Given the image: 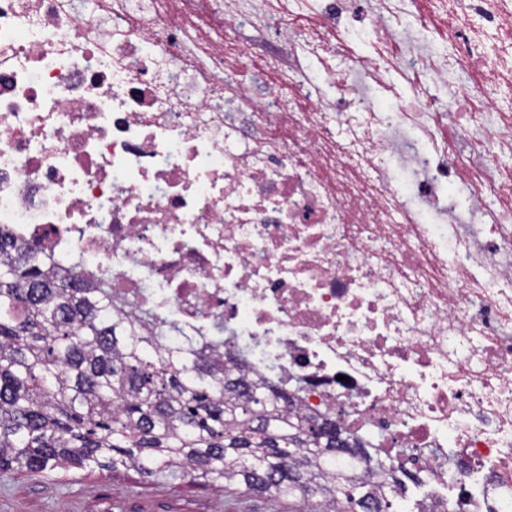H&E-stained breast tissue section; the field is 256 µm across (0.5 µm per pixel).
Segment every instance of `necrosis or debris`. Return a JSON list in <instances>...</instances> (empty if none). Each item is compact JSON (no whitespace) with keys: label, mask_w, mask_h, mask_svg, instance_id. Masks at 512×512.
<instances>
[{"label":"necrosis or debris","mask_w":512,"mask_h":512,"mask_svg":"<svg viewBox=\"0 0 512 512\" xmlns=\"http://www.w3.org/2000/svg\"><path fill=\"white\" fill-rule=\"evenodd\" d=\"M407 4L0 0V224L166 344L301 379L426 512H512V0H429L449 52ZM270 25L258 95L222 69L249 43L210 31ZM391 77L411 96L376 111Z\"/></svg>","instance_id":"necrosis-or-debris-1"}]
</instances>
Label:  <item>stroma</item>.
<instances>
[{
    "label": "stroma",
    "instance_id": "1",
    "mask_svg": "<svg viewBox=\"0 0 512 512\" xmlns=\"http://www.w3.org/2000/svg\"><path fill=\"white\" fill-rule=\"evenodd\" d=\"M0 512H277L272 501L252 495L230 505L219 488L177 481L145 482L136 473L106 471L59 479L0 473Z\"/></svg>",
    "mask_w": 512,
    "mask_h": 512
}]
</instances>
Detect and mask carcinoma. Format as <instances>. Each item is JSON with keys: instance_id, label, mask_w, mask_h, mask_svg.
<instances>
[{"instance_id": "carcinoma-1", "label": "carcinoma", "mask_w": 512, "mask_h": 512, "mask_svg": "<svg viewBox=\"0 0 512 512\" xmlns=\"http://www.w3.org/2000/svg\"><path fill=\"white\" fill-rule=\"evenodd\" d=\"M76 272L44 271L0 224V471H133L264 496L288 512H393L398 469L312 432L300 389L252 382Z\"/></svg>"}]
</instances>
